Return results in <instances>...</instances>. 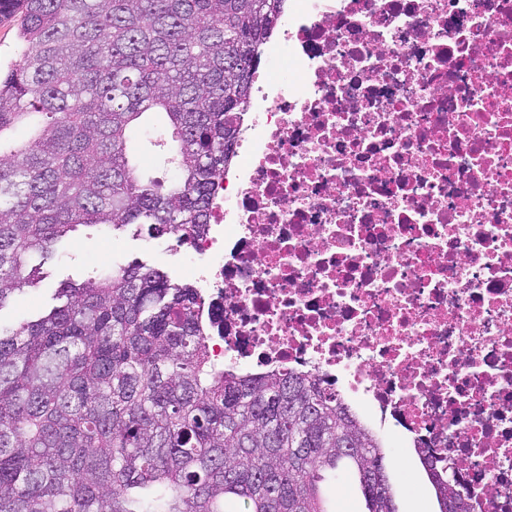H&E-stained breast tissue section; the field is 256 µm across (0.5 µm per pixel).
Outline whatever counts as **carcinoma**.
<instances>
[{
  "label": "carcinoma",
  "instance_id": "cac0c4a2",
  "mask_svg": "<svg viewBox=\"0 0 512 512\" xmlns=\"http://www.w3.org/2000/svg\"><path fill=\"white\" fill-rule=\"evenodd\" d=\"M19 2L20 57L0 71V309L81 227L135 224L184 243L208 223L269 32L285 0ZM153 126L165 183L130 151ZM0 326V512H327L348 463L367 512H396L379 436L293 371L212 358L201 294L131 263L57 289ZM439 512H469L418 454Z\"/></svg>",
  "mask_w": 512,
  "mask_h": 512
}]
</instances>
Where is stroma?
<instances>
[{"instance_id":"1","label":"stroma","mask_w":512,"mask_h":512,"mask_svg":"<svg viewBox=\"0 0 512 512\" xmlns=\"http://www.w3.org/2000/svg\"><path fill=\"white\" fill-rule=\"evenodd\" d=\"M109 253L116 265L131 262L159 268L174 280H181L179 271L181 252L169 237L148 238L137 233L135 227L122 230L84 228L74 236L61 240L55 255L42 259L33 255L30 265L39 267L41 281L27 291L24 301L0 309V323L15 324L32 317L53 305L54 291L66 280L83 281L91 275L94 266L89 253ZM384 465L390 477L397 512H439L434 491L416 456L398 443H387ZM320 488L328 512H367L364 498L347 466L325 472Z\"/></svg>"}]
</instances>
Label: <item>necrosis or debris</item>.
<instances>
[{"label":"necrosis or debris","instance_id":"1","mask_svg":"<svg viewBox=\"0 0 512 512\" xmlns=\"http://www.w3.org/2000/svg\"><path fill=\"white\" fill-rule=\"evenodd\" d=\"M235 154L180 264L214 361L512 512V0H288Z\"/></svg>","mask_w":512,"mask_h":512}]
</instances>
